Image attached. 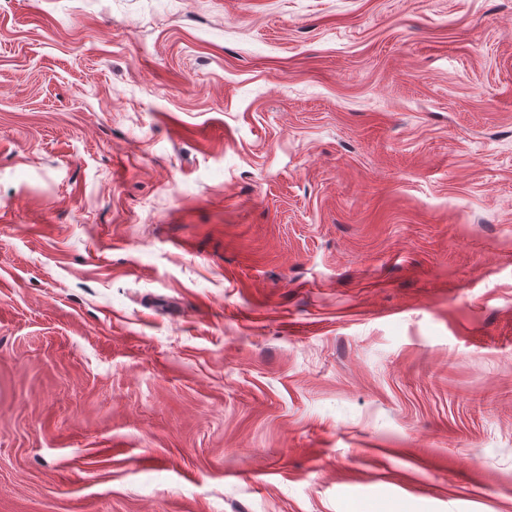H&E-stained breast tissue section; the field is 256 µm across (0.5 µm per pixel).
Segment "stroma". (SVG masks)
<instances>
[{
	"label": "stroma",
	"mask_w": 512,
	"mask_h": 512,
	"mask_svg": "<svg viewBox=\"0 0 512 512\" xmlns=\"http://www.w3.org/2000/svg\"><path fill=\"white\" fill-rule=\"evenodd\" d=\"M0 512H512V0H0Z\"/></svg>",
	"instance_id": "1"
}]
</instances>
